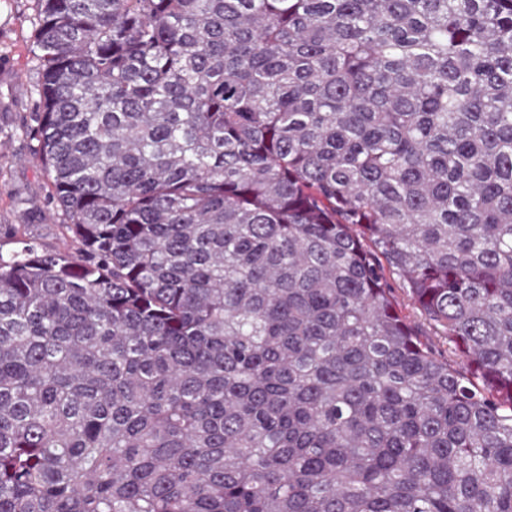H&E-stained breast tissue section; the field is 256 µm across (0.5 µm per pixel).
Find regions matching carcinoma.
Wrapping results in <instances>:
<instances>
[{
  "instance_id": "carcinoma-1",
  "label": "carcinoma",
  "mask_w": 512,
  "mask_h": 512,
  "mask_svg": "<svg viewBox=\"0 0 512 512\" xmlns=\"http://www.w3.org/2000/svg\"><path fill=\"white\" fill-rule=\"evenodd\" d=\"M39 2L0 512H512V0ZM391 295L400 305V308L405 313H410L412 316V320L415 321V325L418 327L420 334L424 336H420L423 340L428 341L429 343L439 347V352L442 358H448L449 362L457 369L462 371L466 375H470L467 371V367L463 362V359L460 356L459 350L455 352H448V339L446 340L444 336H436L438 335L437 329L427 321H424L421 318L413 317V313L410 310V307L407 309L408 304L410 303L407 298V290L404 288L403 283L395 277V279L391 280ZM451 348V346H450Z\"/></svg>"
}]
</instances>
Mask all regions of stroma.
Instances as JSON below:
<instances>
[{"mask_svg":"<svg viewBox=\"0 0 512 512\" xmlns=\"http://www.w3.org/2000/svg\"><path fill=\"white\" fill-rule=\"evenodd\" d=\"M38 0H0V248L19 225L49 248L72 249L65 218L48 197L44 162L25 135L36 110L38 65L32 54Z\"/></svg>","mask_w":512,"mask_h":512,"instance_id":"35a3bbf8","label":"stroma"}]
</instances>
